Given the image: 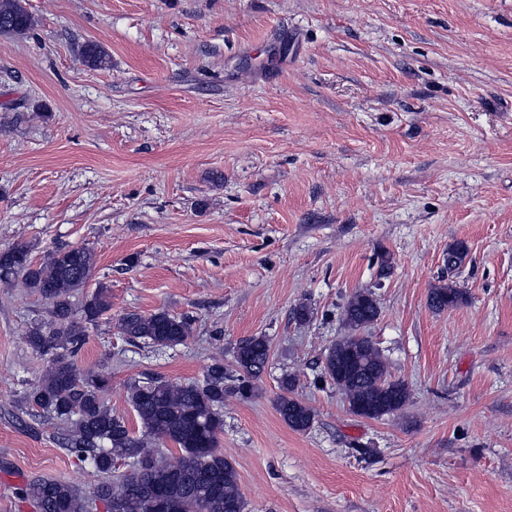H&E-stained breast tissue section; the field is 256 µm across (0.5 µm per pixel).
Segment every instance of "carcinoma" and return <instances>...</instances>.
<instances>
[{"label":"carcinoma","instance_id":"obj_1","mask_svg":"<svg viewBox=\"0 0 512 512\" xmlns=\"http://www.w3.org/2000/svg\"><path fill=\"white\" fill-rule=\"evenodd\" d=\"M31 24L22 0H0V34H23ZM77 54L94 70L111 63L108 51L95 43L81 45ZM94 266V254L83 247L54 250L39 263L31 259L25 243L0 250V281L21 279L30 293L49 305L52 316L51 323H33L25 332L30 347L48 357L42 376L26 391L25 403L72 420L65 448L101 475L88 497L50 479L28 483L25 497L38 512H88L96 502L104 505L105 512H157L159 501L166 512H245L237 472L219 449L224 427L221 409L228 394L242 399L253 395L269 363L268 340L252 336L238 344L233 377L224 371V356L218 355L200 382L131 381L128 401L140 424L136 433L105 402L110 373H85L72 360L88 335V326L111 308L110 290L102 283L80 310L72 305V294L86 287ZM464 300L465 293L449 283L433 287L429 294L431 308L439 312ZM379 314L372 291H354L343 307L347 334L325 350L322 361L324 377L341 391L349 410L370 419L394 414L409 400L406 384L388 378L381 350L363 335ZM118 329L156 350L181 344L193 332L190 321L164 310L149 315L126 313ZM294 386V377L286 374L280 379L282 394L275 407L289 428L301 432L311 427L315 413L292 396ZM168 442L180 451L173 461L161 449ZM119 461L130 463L131 470L114 474Z\"/></svg>","mask_w":512,"mask_h":512}]
</instances>
